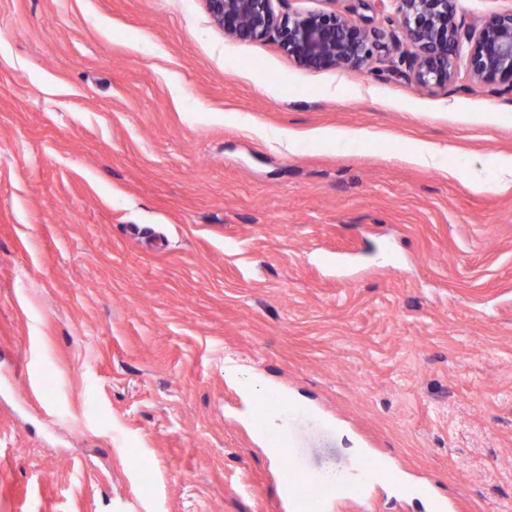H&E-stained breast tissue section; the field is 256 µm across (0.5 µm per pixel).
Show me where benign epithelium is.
Returning <instances> with one entry per match:
<instances>
[{
	"label": "benign epithelium",
	"instance_id": "1",
	"mask_svg": "<svg viewBox=\"0 0 512 512\" xmlns=\"http://www.w3.org/2000/svg\"><path fill=\"white\" fill-rule=\"evenodd\" d=\"M211 20L236 39L276 36L300 67L363 70L390 50L372 21L358 23L334 11L279 16L272 0H204ZM408 47L400 52L404 76L420 88L446 87L456 79L454 60L468 45L471 79L512 94V11L475 28L458 17L459 0H392Z\"/></svg>",
	"mask_w": 512,
	"mask_h": 512
}]
</instances>
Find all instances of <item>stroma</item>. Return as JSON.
Returning a JSON list of instances; mask_svg holds the SVG:
<instances>
[{
  "label": "stroma",
  "instance_id": "stroma-1",
  "mask_svg": "<svg viewBox=\"0 0 512 512\" xmlns=\"http://www.w3.org/2000/svg\"><path fill=\"white\" fill-rule=\"evenodd\" d=\"M397 63L302 68L203 0H0V512H277L252 423L286 400L315 475L386 466L331 512H512V188L463 176L512 95ZM448 147H440L429 142H418L414 144L405 155L409 163L425 166L437 167L439 159L448 152Z\"/></svg>",
  "mask_w": 512,
  "mask_h": 512
}]
</instances>
